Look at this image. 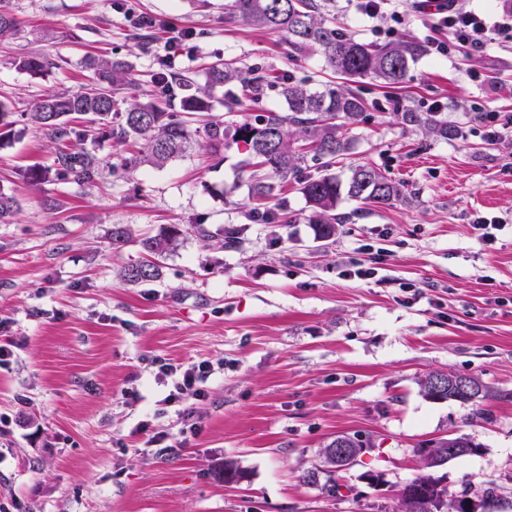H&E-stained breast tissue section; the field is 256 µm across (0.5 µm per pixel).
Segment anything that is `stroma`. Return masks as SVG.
<instances>
[{
	"label": "stroma",
	"instance_id": "stroma-1",
	"mask_svg": "<svg viewBox=\"0 0 512 512\" xmlns=\"http://www.w3.org/2000/svg\"><path fill=\"white\" fill-rule=\"evenodd\" d=\"M0 3L24 29L0 39V99L18 115L46 92L88 88L90 55L128 62L121 101L154 94L164 56L198 82L219 59L331 77L318 52L295 61L281 35L225 22L224 0ZM329 10L378 45L439 37L420 11L397 24L344 0ZM24 54L49 69L17 70ZM411 71L401 96L417 111L437 100L452 121L480 108L512 116V46L493 41L451 60L428 53ZM361 91L365 119L335 172L368 163L406 182L410 196L365 210L341 199L349 220L325 250L295 182L264 203L287 202L292 224L248 223L256 202L244 155L233 148L214 164L203 122L190 154L132 174L120 167L123 146L98 139L100 175L84 188L52 172L57 145L43 132L0 141V185L20 202L0 223V336L16 342L0 369V512H394L422 470L423 446L449 432L479 447L438 469L449 496L492 485L486 512H512V136L488 141L472 122L466 139L428 137L394 117L392 90L367 80ZM34 165L48 175L33 186L23 174ZM479 217L498 220L492 240L475 230ZM243 223L236 249L199 234ZM118 224L132 238L116 249ZM170 226L182 236L160 277L126 282L123 268L145 258L141 239ZM369 243L385 252L382 263L372 264ZM155 358L215 367L189 439L176 406L162 404ZM435 371L478 378L489 393L476 406L427 400L418 381ZM143 423L170 447H146ZM339 435L367 447L337 472L332 496L305 474ZM228 462L240 480L218 479Z\"/></svg>",
	"mask_w": 512,
	"mask_h": 512
}]
</instances>
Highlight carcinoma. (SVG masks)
I'll return each instance as SVG.
<instances>
[{
    "label": "carcinoma",
    "instance_id": "carcinoma-1",
    "mask_svg": "<svg viewBox=\"0 0 512 512\" xmlns=\"http://www.w3.org/2000/svg\"><path fill=\"white\" fill-rule=\"evenodd\" d=\"M224 20L242 21L252 27L284 36L295 60L315 50L328 68L340 78L358 83L366 79L385 87L405 84L410 66L423 56L426 45L400 37L385 45L364 43L346 33L332 21L321 0H228ZM20 71L39 75L46 62L34 55L13 61ZM93 71L94 84L86 91L48 92L23 113L25 122L40 129L55 141L54 165L58 176L83 186L96 180L100 160L90 150L71 148L67 141H82L86 131L70 126V116L80 114L103 137L120 143L141 142L140 150L123 159L122 168L133 173L143 164L162 168L184 156L193 147L190 128L192 118L224 100L231 108L247 96L258 113L242 121H210L205 125V147L217 161L232 147L247 154L250 167L248 194L257 200L277 195L281 184L292 179L310 209L309 222L314 241L325 245L336 235L337 225L348 216L336 212L342 196L364 206H390L405 196L404 186L368 164L350 169L346 180L332 172L339 158L348 154L352 138L347 136L361 122L365 100L343 83L328 82L311 88L291 75L260 74L255 69L239 67L234 62L216 61L204 68L200 84L180 71L170 57L158 61L153 82L160 94L134 100L118 112L117 91L131 84L128 65L119 59L87 61ZM273 88L285 102L283 112L261 108L265 90ZM176 99L179 111L169 112L164 99ZM13 112L9 103L0 100V140L14 133ZM401 124L443 140L464 136L465 124L451 123L440 112H417L409 107L397 113ZM19 206L13 192L0 187V222L10 219ZM255 223L290 224L292 215L283 209L270 218L254 210ZM245 228L228 225L220 235V248H236L244 241ZM180 230L173 226L144 238L140 244L150 259L129 265L122 277L131 283L153 280L160 275L159 260L178 247ZM439 478L426 472L418 474L402 489H416L423 495L418 512H474L467 499L443 496Z\"/></svg>",
    "mask_w": 512,
    "mask_h": 512
}]
</instances>
